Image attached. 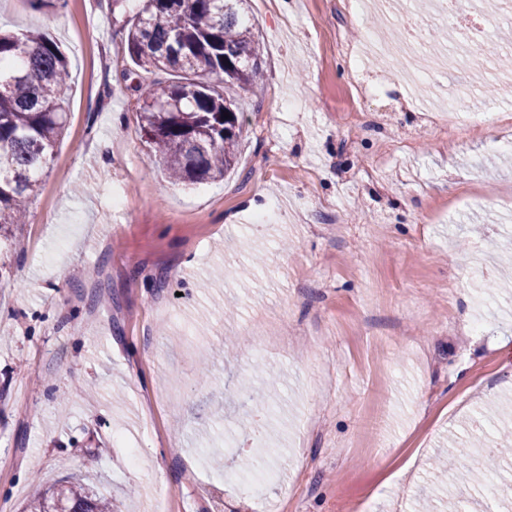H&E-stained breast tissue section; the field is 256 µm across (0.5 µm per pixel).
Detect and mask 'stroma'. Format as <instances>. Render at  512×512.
Here are the masks:
<instances>
[{
	"label": "stroma",
	"mask_w": 512,
	"mask_h": 512,
	"mask_svg": "<svg viewBox=\"0 0 512 512\" xmlns=\"http://www.w3.org/2000/svg\"><path fill=\"white\" fill-rule=\"evenodd\" d=\"M338 2L250 0L263 79L227 90L236 167L177 187L121 78L138 0H0V30L47 33L72 76L29 221L0 242V512L73 480L116 512L164 492L172 512H414L449 436L512 400V91L455 133L379 49L428 0L381 28ZM448 44L423 34L434 79L482 87ZM253 428L274 478L249 497L225 442Z\"/></svg>",
	"instance_id": "35a3bbf8"
}]
</instances>
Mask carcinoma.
<instances>
[{
  "label": "carcinoma",
  "mask_w": 512,
  "mask_h": 512,
  "mask_svg": "<svg viewBox=\"0 0 512 512\" xmlns=\"http://www.w3.org/2000/svg\"><path fill=\"white\" fill-rule=\"evenodd\" d=\"M247 0H145L122 46L132 67L122 71L138 93L142 137L171 184L222 179L236 163L241 135L228 84L249 90L262 77ZM68 60L43 33H0V234L26 218L27 200L68 122ZM229 118H224L223 113ZM509 432L479 442L478 484L500 478ZM27 512H112L111 501L67 481L34 496Z\"/></svg>",
  "instance_id": "carcinoma-1"
}]
</instances>
